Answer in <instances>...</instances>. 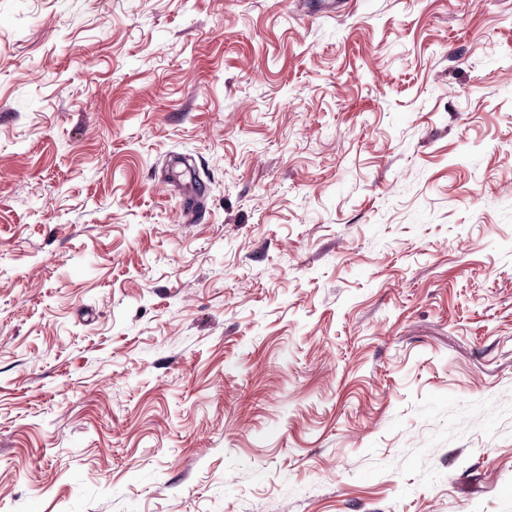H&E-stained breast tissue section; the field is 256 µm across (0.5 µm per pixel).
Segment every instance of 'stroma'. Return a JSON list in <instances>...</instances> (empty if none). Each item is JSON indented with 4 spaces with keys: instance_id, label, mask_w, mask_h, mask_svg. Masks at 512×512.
Masks as SVG:
<instances>
[{
    "instance_id": "1",
    "label": "stroma",
    "mask_w": 512,
    "mask_h": 512,
    "mask_svg": "<svg viewBox=\"0 0 512 512\" xmlns=\"http://www.w3.org/2000/svg\"><path fill=\"white\" fill-rule=\"evenodd\" d=\"M0 512H512V0H0Z\"/></svg>"
}]
</instances>
